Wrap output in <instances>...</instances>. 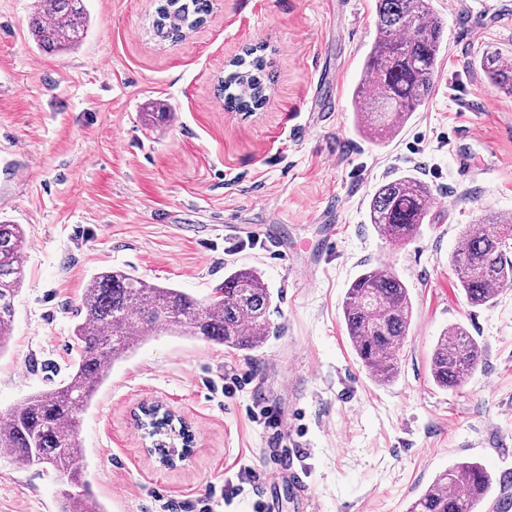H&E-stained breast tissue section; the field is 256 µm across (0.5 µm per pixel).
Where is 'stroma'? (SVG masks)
Instances as JSON below:
<instances>
[{
  "label": "stroma",
  "instance_id": "stroma-1",
  "mask_svg": "<svg viewBox=\"0 0 512 512\" xmlns=\"http://www.w3.org/2000/svg\"><path fill=\"white\" fill-rule=\"evenodd\" d=\"M33 2L0 0V221L22 225L27 245L0 417L68 375L74 309L94 273L126 270L203 299L233 265L259 271L274 295L257 353L152 333L83 413L91 490L107 512H198L208 486L228 481L239 490L215 512L258 501L273 512H407L455 461L512 472V287L470 307L451 264L469 225L512 213V97L479 66L489 51L512 56V0H432L445 22L434 90L387 142L360 136L351 107L374 0H213L174 44L151 30L157 0H87L88 35L60 54L30 39ZM249 47L268 81L246 114L217 86ZM318 96L334 111H312ZM161 110L170 121L146 125ZM467 124L477 139H460ZM404 173L435 204L399 246L378 236L369 201ZM380 266L414 305L388 383L359 362L342 316L352 281ZM454 323L483 356L451 392L434 384L430 355ZM145 400L192 426L194 452L177 467L145 448L133 417ZM253 408L274 426L253 421ZM276 427L307 492L285 475L267 483ZM59 489L53 473L0 453V512H58Z\"/></svg>",
  "mask_w": 512,
  "mask_h": 512
}]
</instances>
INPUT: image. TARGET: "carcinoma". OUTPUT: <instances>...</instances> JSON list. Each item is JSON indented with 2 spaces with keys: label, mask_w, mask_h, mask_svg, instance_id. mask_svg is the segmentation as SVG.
<instances>
[{
  "label": "carcinoma",
  "mask_w": 512,
  "mask_h": 512,
  "mask_svg": "<svg viewBox=\"0 0 512 512\" xmlns=\"http://www.w3.org/2000/svg\"><path fill=\"white\" fill-rule=\"evenodd\" d=\"M211 0H159L152 19L157 37L172 43L204 22ZM376 34L367 53L352 108L358 132L378 141L401 131L433 91L443 46L444 23L431 0H375ZM29 30L36 47L67 52L87 36L84 0H35ZM222 81L224 105L252 112L265 100V61L254 50L232 61ZM480 66L512 96V57L488 52ZM431 187L405 175L385 182L369 201V219L379 235L405 244L429 219ZM512 222L499 216L472 226L451 261L467 303L481 307L499 290L512 287L506 241ZM24 233L19 224L0 223V353L13 333L14 302L24 279ZM273 295L261 274L233 267L213 295L199 300L182 290L134 277L124 270L95 273L75 309L73 342L78 358L58 386L37 392L0 425V448L22 466H39L62 484L61 512H105L84 480L86 459L79 436L80 413L109 377L112 364L127 357L150 333L162 329L194 336L228 349L252 353L270 333ZM343 319L360 362L380 382L396 376L413 316L406 282L391 269L367 268L351 283ZM482 349L461 324L437 338L430 368L436 386L456 390L479 365ZM492 476L475 460L448 466L407 512H476L490 495ZM71 486H80L75 494Z\"/></svg>",
  "instance_id": "carcinoma-1"
}]
</instances>
